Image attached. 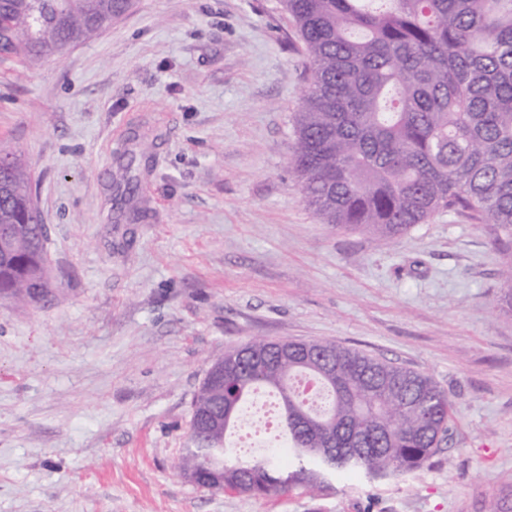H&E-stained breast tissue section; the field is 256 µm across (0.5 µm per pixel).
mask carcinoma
I'll return each instance as SVG.
<instances>
[{
  "instance_id": "carcinoma-1",
  "label": "carcinoma",
  "mask_w": 512,
  "mask_h": 512,
  "mask_svg": "<svg viewBox=\"0 0 512 512\" xmlns=\"http://www.w3.org/2000/svg\"><path fill=\"white\" fill-rule=\"evenodd\" d=\"M303 43L310 83L294 117L290 163L314 217L380 237L441 212L468 211L495 229L502 309L512 315V0H279ZM133 0H0V56L22 63L85 41ZM0 224H15L0 296L24 302L49 284L44 225L28 223L30 173L11 149ZM224 392L199 389L190 428L234 406L230 425L189 433L187 475L223 457L224 487L266 495L329 477L418 468L449 434L451 403L421 373L329 341L256 338L232 351ZM276 400L283 444L241 457L227 435L258 390Z\"/></svg>"
}]
</instances>
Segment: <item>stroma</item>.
I'll list each match as a JSON object with an SVG mask.
<instances>
[{
  "instance_id": "obj_1",
  "label": "stroma",
  "mask_w": 512,
  "mask_h": 512,
  "mask_svg": "<svg viewBox=\"0 0 512 512\" xmlns=\"http://www.w3.org/2000/svg\"><path fill=\"white\" fill-rule=\"evenodd\" d=\"M309 72L279 0H136L62 53L0 56L49 298L0 300V512H490L512 491L502 256L464 212L385 239L317 221L290 166ZM332 340L431 377L420 468L254 496L175 464L211 363Z\"/></svg>"
}]
</instances>
